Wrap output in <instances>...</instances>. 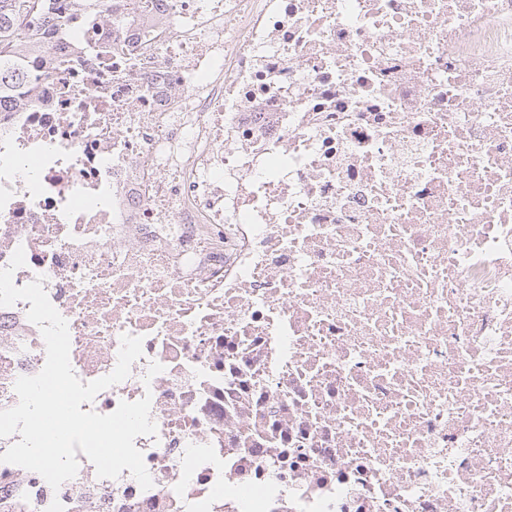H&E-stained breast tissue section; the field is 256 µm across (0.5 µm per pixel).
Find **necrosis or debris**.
Segmentation results:
<instances>
[{
  "label": "necrosis or debris",
  "instance_id": "1",
  "mask_svg": "<svg viewBox=\"0 0 512 512\" xmlns=\"http://www.w3.org/2000/svg\"><path fill=\"white\" fill-rule=\"evenodd\" d=\"M0 98V268L153 480L25 512H512V0H60ZM0 307V409L46 361ZM163 366L148 376L151 362Z\"/></svg>",
  "mask_w": 512,
  "mask_h": 512
}]
</instances>
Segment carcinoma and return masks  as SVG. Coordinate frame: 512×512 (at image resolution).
Returning <instances> with one entry per match:
<instances>
[{
	"label": "carcinoma",
	"mask_w": 512,
	"mask_h": 512,
	"mask_svg": "<svg viewBox=\"0 0 512 512\" xmlns=\"http://www.w3.org/2000/svg\"><path fill=\"white\" fill-rule=\"evenodd\" d=\"M58 0H0V93L18 79L19 36L30 27H43L55 18Z\"/></svg>",
	"instance_id": "obj_1"
}]
</instances>
